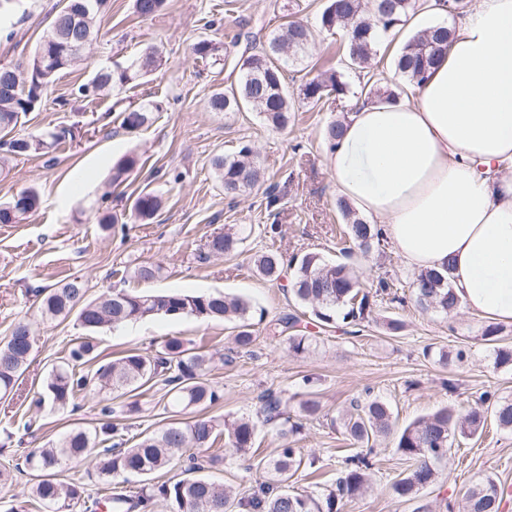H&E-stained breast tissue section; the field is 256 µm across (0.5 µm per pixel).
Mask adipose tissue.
<instances>
[{
	"instance_id": "adipose-tissue-1",
	"label": "adipose tissue",
	"mask_w": 512,
	"mask_h": 512,
	"mask_svg": "<svg viewBox=\"0 0 512 512\" xmlns=\"http://www.w3.org/2000/svg\"><path fill=\"white\" fill-rule=\"evenodd\" d=\"M414 101H354L336 191L461 306L512 323V0H476Z\"/></svg>"
}]
</instances>
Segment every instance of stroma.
<instances>
[{
    "mask_svg": "<svg viewBox=\"0 0 512 512\" xmlns=\"http://www.w3.org/2000/svg\"><path fill=\"white\" fill-rule=\"evenodd\" d=\"M59 0H26L24 13L0 22V62L28 60L48 26ZM327 0H166L164 9L143 19L133 0H111L98 21L96 43L84 60L59 74L34 112L17 125L19 135L39 134L57 127H75V139L57 145L49 154L12 159L8 175L0 176V202L33 187L41 196L40 209L19 224H0V338L18 320H36L37 303L31 290L55 287L61 280L81 277L88 297L111 288L146 292L207 293L220 291L247 299L264 309L268 318L285 313L304 315L289 287L259 276L255 255L278 247L288 254L318 252L337 260L336 236L344 221L337 208L334 176L327 163L324 133L346 116L358 87V75L341 68L345 52L340 35L318 32L304 63L289 68L284 84L294 102L295 117L276 129L249 109L214 112L210 96L237 83L240 63L266 46L271 33L286 21H316ZM208 40L218 46L213 62L196 59L191 47ZM163 48L161 66L145 79L115 87L110 96L93 101L75 97L77 87L100 67L123 69L150 45ZM338 68L348 94L318 106L300 95L306 82L323 71ZM150 98L163 110L147 128L128 131L118 115L130 105ZM253 150L264 180L236 198L226 197L210 167L214 154H237L242 145ZM138 164L123 182L112 180L113 165L126 154ZM146 188L163 192L165 203L154 219L143 224L129 211ZM279 196L277 218L266 210L268 194ZM120 214L125 231L99 229L102 211ZM282 226L271 239L265 226ZM235 225L244 238L234 257L204 258L206 240L225 225ZM155 262L159 278L142 282L130 277L137 265ZM370 284L385 280L397 288L398 301L377 303L373 319L358 336L340 325L312 328L314 341L302 354L289 353L284 342L257 330L254 355L217 366L211 380L224 390V400L210 416L224 419L255 415L258 397L267 389L286 394L300 391L302 379L314 377L325 412L303 419L300 434L290 443L303 454H316L321 470L300 473L295 487L323 494L334 489L342 452L349 443L330 420L349 402L371 392L390 404L398 426L453 405L468 409L484 390L512 398V368L494 364L493 345L483 341L495 327L502 345L512 347V323H490L468 312L448 315L421 311L412 297L413 269L392 246L372 252L362 262ZM401 319L405 327L388 332L382 318ZM73 321L38 322L34 359L22 378L23 389L40 391L52 363L66 345L80 336ZM205 343L210 352H227L232 333L221 320H172L153 316L124 327L98 330L94 341L101 361L130 351L144 352L170 337ZM464 350L459 367L438 362L439 351ZM455 390H448V381ZM31 417L27 405L0 403V470L13 468L33 449L45 446L74 427L105 422L100 404L84 400L76 412L56 411L41 419L39 430L25 434ZM377 466L363 495L348 502L343 512H412L413 506L389 493L393 478L403 470L391 444L374 447ZM438 484L424 491L434 512L459 508L465 490L485 476L501 485L512 484V432L487 426L482 434L461 441L450 461L441 463Z\"/></svg>",
    "mask_w": 512,
    "mask_h": 512,
    "instance_id": "1",
    "label": "stroma"
}]
</instances>
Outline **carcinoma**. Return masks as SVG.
Instances as JSON below:
<instances>
[{"instance_id":"carcinoma-1","label":"carcinoma","mask_w":512,"mask_h":512,"mask_svg":"<svg viewBox=\"0 0 512 512\" xmlns=\"http://www.w3.org/2000/svg\"><path fill=\"white\" fill-rule=\"evenodd\" d=\"M110 0H61L48 30L42 36L31 58L5 67L0 64V132L9 135L0 139V170L15 156L45 154L53 144L73 137L72 129L60 127L40 136H14L20 117L35 110L45 89L58 74L79 60L71 44L81 38L93 42L97 34L96 18L105 12ZM166 0H133L134 12L150 18L160 12ZM426 0H372V17H365L363 0H329L316 24L291 20L270 38L261 52L247 56L241 64L242 79L230 89L215 92L209 100L214 112H238L244 108L259 113L277 128L288 125L293 105L284 87V70L303 60L314 41L315 30L342 32L345 40L346 67L363 69L375 59L380 32L405 25L423 11ZM452 29L438 26L412 35L395 57L396 70L410 85L421 84L441 48L447 46ZM162 53L149 46L128 67L119 70H96L86 84L78 86L76 95L95 99L114 88L157 69ZM377 66L359 77L360 93L369 97L380 93ZM346 84L336 70H327L305 83L303 99L317 105L331 94L343 95ZM163 111L162 102L145 100L135 108L120 113L121 125L135 131L150 126ZM251 147L244 145L237 155H214L211 168L224 184L228 194H236L260 182L261 173L250 160ZM137 165V158L127 155L112 167V182H121ZM22 206L0 205V224H18L34 213L40 205L33 188L20 191ZM162 193L142 190L132 205L134 217L148 221L162 209ZM347 220V239L339 243V253L350 258L355 251L363 254L384 246V235L375 224L358 217L350 204L338 202ZM241 237L230 226L207 242V254L213 256L238 253ZM253 264L257 273L269 281L280 278L284 265L295 268L293 295L297 302L311 310L315 322L330 326L340 320L350 326L360 325L370 316L378 297L392 288L379 281L374 291L365 285L349 263H332L315 252L286 258L279 249L256 255ZM161 266L144 263L134 268L133 277L144 281L156 279ZM412 288L419 306L425 311L448 313L458 309V299L450 284L449 273L434 270L414 274ZM38 314L43 320L74 317L86 336L76 339L52 367L44 393L30 397L29 407L41 412L45 404L65 410L80 393H94L108 402L129 393L164 385L158 399L161 414L174 420L152 433L140 432L128 437L131 426L106 422L93 428L72 429L56 441L29 452L24 469L31 472L29 501L43 512H71L85 501L84 488L58 479V473L72 461L94 456L98 477L129 481L131 477H147L185 463L183 477L176 481L144 484L131 495L122 486L113 487L112 509L115 512H155L162 505L166 512H340V504L358 497L367 487L373 469L369 442L376 437L392 439L395 451L407 467L390 484L391 494L401 502L414 505L413 512H432L422 493L439 480L436 464L452 457L456 438H468L481 432L487 420L497 428L512 432V399L500 398L495 392H482L466 413L452 406L421 417L407 426H397L390 405L370 394L350 402V409L339 419L342 433L361 449L343 458V469L336 479V489L326 494L300 493L291 486L292 477L301 469L312 473L319 469V457L304 456L299 449L283 445L272 460L260 458L254 463L259 473L251 492L236 497L224 483L203 473L205 466L195 457L185 456L189 449L208 450L219 436H224V454L255 457L257 422L270 426L279 437L299 432L300 425L291 422L288 405L296 404L306 417L315 418L322 405L313 390L314 381L303 380V390L290 396L267 389L259 396L256 417L242 416L224 422L202 412L219 404L224 392L210 381L214 357L201 346H189L178 337L168 338L150 352H128L102 364L91 334L104 326H121L143 318L164 315L173 318L201 320L224 319L235 322L232 336L234 348L222 358L231 362L238 354H252L255 345V321L264 320V312L238 296L222 292L209 293H143L113 289L87 300L84 281L73 277L51 288L35 290ZM299 317L284 314L265 325L267 335L283 339L288 351L298 355L308 350L313 337L298 328ZM35 345L33 324L20 320L11 326L0 341V400L12 399L19 392L20 379L28 368ZM97 364L93 370L89 363ZM504 489L491 477L468 488L462 500V512H501Z\"/></svg>"}]
</instances>
